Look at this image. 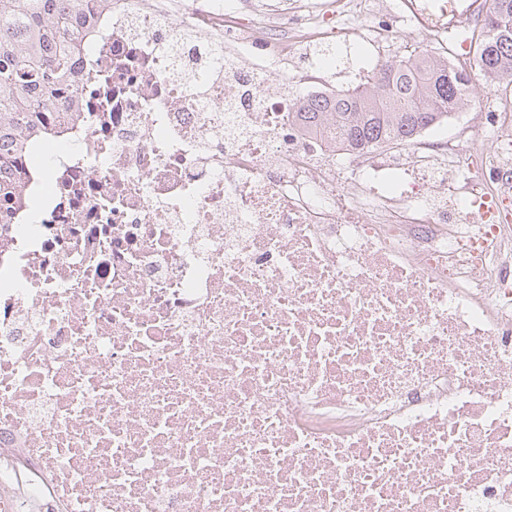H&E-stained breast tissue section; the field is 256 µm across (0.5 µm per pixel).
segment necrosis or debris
I'll use <instances>...</instances> for the list:
<instances>
[{
    "instance_id": "1",
    "label": "necrosis or debris",
    "mask_w": 512,
    "mask_h": 512,
    "mask_svg": "<svg viewBox=\"0 0 512 512\" xmlns=\"http://www.w3.org/2000/svg\"><path fill=\"white\" fill-rule=\"evenodd\" d=\"M290 12L96 15L0 225V512H512V129L488 197L307 132L312 64L210 73Z\"/></svg>"
}]
</instances>
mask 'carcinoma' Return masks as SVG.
Returning <instances> with one entry per match:
<instances>
[{
    "instance_id": "obj_1",
    "label": "carcinoma",
    "mask_w": 512,
    "mask_h": 512,
    "mask_svg": "<svg viewBox=\"0 0 512 512\" xmlns=\"http://www.w3.org/2000/svg\"><path fill=\"white\" fill-rule=\"evenodd\" d=\"M87 12V0H0V224L10 221L24 136L44 128L54 95L70 93ZM475 43L472 69L415 49L355 87L303 100L297 120L309 130L332 126L351 152L410 143L448 118L473 83H512V0H491Z\"/></svg>"
}]
</instances>
